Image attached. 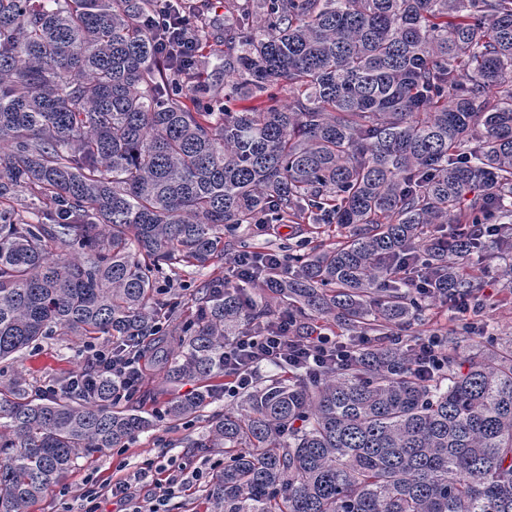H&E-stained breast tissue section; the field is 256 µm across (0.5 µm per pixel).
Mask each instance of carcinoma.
Returning a JSON list of instances; mask_svg holds the SVG:
<instances>
[{
  "mask_svg": "<svg viewBox=\"0 0 512 512\" xmlns=\"http://www.w3.org/2000/svg\"><path fill=\"white\" fill-rule=\"evenodd\" d=\"M158 0H0V360L44 336H105L173 385L185 420L221 391L224 339L272 315L207 285L170 334L164 270L207 267L245 224L349 229L273 265L292 322L366 336L419 315L420 270L512 234V0H257L224 20V103L182 55L161 62ZM288 87V102L273 90ZM259 104H253V101ZM26 190L46 209L22 214ZM448 225V234L436 235ZM412 348L259 379L194 448L224 449L208 512H512V340L423 374ZM112 375L46 399L0 384V512H32L75 461L156 426Z\"/></svg>",
  "mask_w": 512,
  "mask_h": 512,
  "instance_id": "cac0c4a2",
  "label": "carcinoma"
}]
</instances>
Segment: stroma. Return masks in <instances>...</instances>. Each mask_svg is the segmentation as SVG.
<instances>
[{
	"mask_svg": "<svg viewBox=\"0 0 512 512\" xmlns=\"http://www.w3.org/2000/svg\"><path fill=\"white\" fill-rule=\"evenodd\" d=\"M198 9L206 20V53L224 48V18L247 9L252 0H196ZM343 231L337 227L318 225L311 221L280 226L254 224L242 227L232 247H263L281 255L307 254L315 249L335 246ZM478 282V310L458 312L448 301L427 302L419 320L403 329V343L431 335L458 337L456 348L459 358H466L476 349H488L498 340L512 336V257H500L494 245H487L483 258L468 264ZM231 271L230 263H218L205 268L181 266L167 271L168 284L178 298L177 316L185 318L200 305L199 290L215 277H223ZM78 341L68 336H47L23 354L0 362V381H6L14 373L25 374L30 388L54 384L69 374L83 371L86 361L78 350ZM233 397L219 396L213 399L195 417L166 422L141 434L123 448H108L85 458L78 459L68 472L62 485L52 486L35 505L34 512H63L65 507L75 506L76 498L88 480H102L116 470L133 471L143 461L161 455L194 465L210 464L223 459L220 448H196L193 440L205 435L213 416L236 406Z\"/></svg>",
	"mask_w": 512,
	"mask_h": 512,
	"instance_id": "stroma-1",
	"label": "stroma"
}]
</instances>
